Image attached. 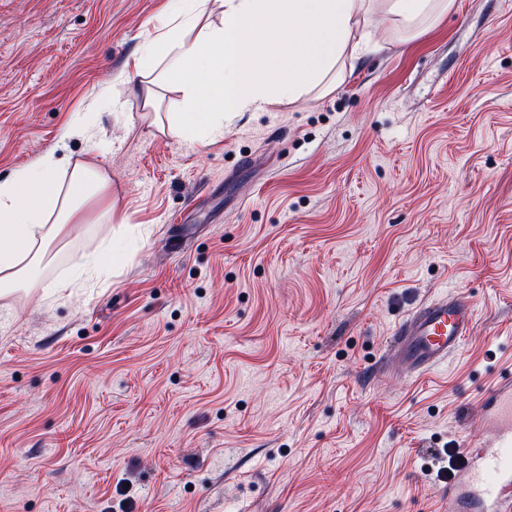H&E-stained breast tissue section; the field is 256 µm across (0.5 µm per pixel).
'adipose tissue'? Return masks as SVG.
Instances as JSON below:
<instances>
[{
	"instance_id": "obj_1",
	"label": "adipose tissue",
	"mask_w": 512,
	"mask_h": 512,
	"mask_svg": "<svg viewBox=\"0 0 512 512\" xmlns=\"http://www.w3.org/2000/svg\"><path fill=\"white\" fill-rule=\"evenodd\" d=\"M222 18L212 22L210 4ZM167 31L145 41L131 93L156 111L160 90L181 92L183 112L169 124L204 146L225 126L269 100L294 102L331 92L346 62L380 49L372 16L392 21L401 40L426 32L454 0H178ZM112 221V180L83 162L42 155L0 181V296L32 284L54 240L71 224Z\"/></svg>"
}]
</instances>
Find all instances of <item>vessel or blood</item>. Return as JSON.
<instances>
[{
	"label": "vessel or blood",
	"instance_id": "obj_1",
	"mask_svg": "<svg viewBox=\"0 0 512 512\" xmlns=\"http://www.w3.org/2000/svg\"><path fill=\"white\" fill-rule=\"evenodd\" d=\"M474 320L473 305L464 296L427 301L399 323L391 356L417 375L436 368L461 349ZM484 401V413L447 484L448 512H512V383L497 385ZM485 429L491 438L482 437Z\"/></svg>",
	"mask_w": 512,
	"mask_h": 512
}]
</instances>
